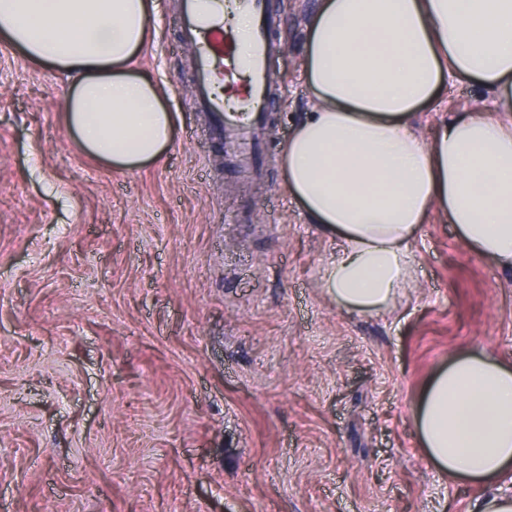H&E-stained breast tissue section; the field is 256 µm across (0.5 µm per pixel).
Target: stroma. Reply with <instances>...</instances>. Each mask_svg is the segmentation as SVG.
I'll return each instance as SVG.
<instances>
[{
    "label": "stroma",
    "mask_w": 512,
    "mask_h": 512,
    "mask_svg": "<svg viewBox=\"0 0 512 512\" xmlns=\"http://www.w3.org/2000/svg\"><path fill=\"white\" fill-rule=\"evenodd\" d=\"M319 0H270L261 180L228 170L192 96L176 5L136 58L176 124L160 161L115 170L63 119L65 79L0 40V512H472L428 462L420 391L451 355L512 362V269L431 215L395 307L336 306L337 239L288 191L283 148L312 106ZM443 89L418 131L493 112Z\"/></svg>",
    "instance_id": "35a3bbf8"
}]
</instances>
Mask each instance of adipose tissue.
<instances>
[{
  "label": "adipose tissue",
  "instance_id": "1",
  "mask_svg": "<svg viewBox=\"0 0 512 512\" xmlns=\"http://www.w3.org/2000/svg\"><path fill=\"white\" fill-rule=\"evenodd\" d=\"M149 34L148 0H0V38L71 81L67 128L119 168L159 161L174 119L130 64ZM315 98L283 150L287 187L340 250L322 286L339 307L382 314L412 276L431 213L476 257L512 268V0H320L303 63ZM507 106L462 112L431 139L419 110L445 79ZM416 425L428 460L480 485L474 512H512V363L452 358L425 385Z\"/></svg>",
  "mask_w": 512,
  "mask_h": 512
}]
</instances>
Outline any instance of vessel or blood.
<instances>
[{
    "mask_svg": "<svg viewBox=\"0 0 512 512\" xmlns=\"http://www.w3.org/2000/svg\"><path fill=\"white\" fill-rule=\"evenodd\" d=\"M253 15L248 81L238 78L231 34L205 18L200 0H179L182 41L194 49L193 83L197 104L207 117L211 138L224 161L251 179L262 173L265 104L270 92V52L275 17L267 0H247Z\"/></svg>",
    "mask_w": 512,
    "mask_h": 512,
    "instance_id": "b4317fda",
    "label": "vessel or blood"
}]
</instances>
